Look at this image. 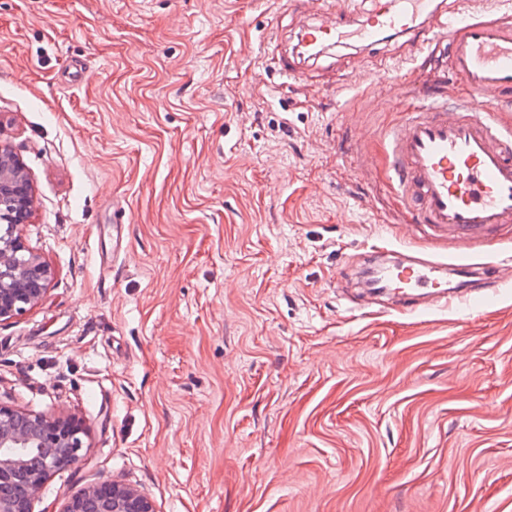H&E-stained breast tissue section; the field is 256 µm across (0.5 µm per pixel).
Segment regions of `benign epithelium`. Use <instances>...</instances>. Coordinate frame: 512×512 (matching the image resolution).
<instances>
[{
    "label": "benign epithelium",
    "instance_id": "obj_1",
    "mask_svg": "<svg viewBox=\"0 0 512 512\" xmlns=\"http://www.w3.org/2000/svg\"><path fill=\"white\" fill-rule=\"evenodd\" d=\"M35 190L19 158L0 148V321L17 317L43 298L52 270L23 241ZM85 426L74 416L47 417L0 403V512H31L47 476L82 460ZM37 448L36 468L24 452ZM64 512H155L152 500L116 481L91 483L68 500Z\"/></svg>",
    "mask_w": 512,
    "mask_h": 512
}]
</instances>
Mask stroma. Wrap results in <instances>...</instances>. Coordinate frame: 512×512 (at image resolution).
I'll list each match as a JSON object with an SVG mask.
<instances>
[{
	"label": "stroma",
	"mask_w": 512,
	"mask_h": 512,
	"mask_svg": "<svg viewBox=\"0 0 512 512\" xmlns=\"http://www.w3.org/2000/svg\"><path fill=\"white\" fill-rule=\"evenodd\" d=\"M298 22L287 0H0V147L52 270L0 322V402L87 428L32 512L112 479L156 512H512V286L422 315L358 296L373 250L456 253L391 190L384 135L458 83L406 35L282 81ZM356 69L376 77L331 91Z\"/></svg>",
	"instance_id": "1"
}]
</instances>
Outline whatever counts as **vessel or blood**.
<instances>
[{"label": "vessel or blood", "mask_w": 512, "mask_h": 512, "mask_svg": "<svg viewBox=\"0 0 512 512\" xmlns=\"http://www.w3.org/2000/svg\"><path fill=\"white\" fill-rule=\"evenodd\" d=\"M438 15L444 18L441 27L430 30V19ZM428 31L447 39L449 67L466 93L454 104L424 101L389 127L390 179L421 223L448 237L462 262L472 243L512 222V137L489 115L491 106L512 101V24L487 15L444 14L440 0H380L374 15L364 20L338 8L322 12L303 27L300 41L309 57L318 58L349 42ZM372 258L398 311H416L419 291L440 308L453 302L439 276L442 262L416 258L387 265L378 252ZM511 284L512 262L496 263L482 294L490 296Z\"/></svg>", "instance_id": "b4317fda"}]
</instances>
